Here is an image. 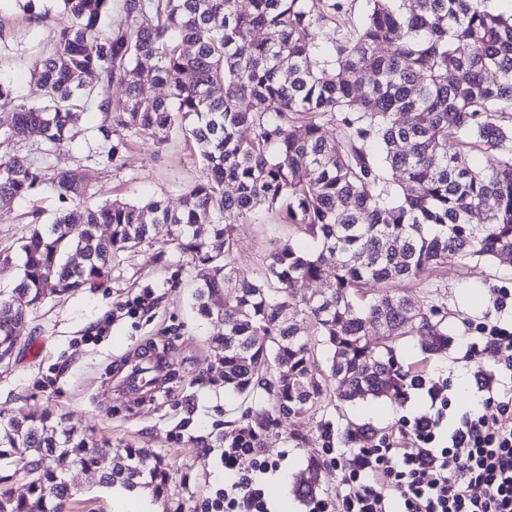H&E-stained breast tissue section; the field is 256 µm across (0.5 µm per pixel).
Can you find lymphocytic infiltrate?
<instances>
[{"mask_svg": "<svg viewBox=\"0 0 512 512\" xmlns=\"http://www.w3.org/2000/svg\"><path fill=\"white\" fill-rule=\"evenodd\" d=\"M485 391L482 409L447 426L451 402L443 387L416 376L415 390L426 391L427 411L398 429L403 447L360 449L350 470L337 476L335 499L314 498L309 512H512V388ZM230 478L221 493L224 512H271L260 476L273 464L254 448H225Z\"/></svg>", "mask_w": 512, "mask_h": 512, "instance_id": "1", "label": "lymphocytic infiltrate"}]
</instances>
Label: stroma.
Wrapping results in <instances>:
<instances>
[{
  "instance_id": "obj_1",
  "label": "stroma",
  "mask_w": 512,
  "mask_h": 512,
  "mask_svg": "<svg viewBox=\"0 0 512 512\" xmlns=\"http://www.w3.org/2000/svg\"><path fill=\"white\" fill-rule=\"evenodd\" d=\"M33 11L46 14V22H30ZM73 24L60 0H0V27L6 32L5 43L0 44V82L10 85L19 99L41 103L44 92L32 75L34 64L52 50V34ZM104 119L94 106L80 110V134L66 149L67 170L90 185L86 205L116 197L131 203L160 198L175 208L182 193L204 178L202 162L191 157L179 131L171 134L163 150L140 142L122 155L117 166L102 165L98 129ZM41 168L43 182L29 200L0 205V300L9 297L20 274L18 245L32 229L26 212L42 209V221L48 224L60 209L50 183L53 165L45 162ZM171 232V225H153L137 252L113 260L104 287L48 297L31 313L13 361L0 364V418L48 409L69 425L109 441L113 451L151 449L165 459L172 473L167 492L154 498L159 512H175L179 507L184 512H211L210 501L224 486V466L220 449L198 452L197 441L231 436L243 415H264L272 405L261 392L246 399L225 394L216 374L209 372L210 339L223 334L224 325L193 310L195 272L172 244ZM235 240V264L261 279L275 245L288 240L301 243L305 237L294 225L283 223L278 212L262 209L249 223L238 226ZM497 288L512 289V258L463 259L452 254L427 278L396 285L415 303L435 305L450 314L446 352L424 353L417 336L401 337L394 344L405 369L424 377L427 384H447L452 401L449 420L470 412L472 401L483 399L477 386L479 373L497 371L493 349L475 356L467 351L484 324L512 325V307L493 306ZM147 291L153 294L149 307L123 310V303ZM107 317L112 320L111 332L96 336L97 324ZM159 355L176 377L152 400L117 393L133 363ZM425 407L424 397L415 390L397 401L370 399L353 405L329 397L306 415L284 421L265 437L261 450L287 479L280 486L267 485L273 512H308L294 482L313 456L323 465L319 497L335 498L336 470L323 445L331 443L341 464H350L357 448L344 441L349 423L369 424L387 436ZM61 468L74 488L72 512H113L112 491L100 484L97 472L66 462Z\"/></svg>"
}]
</instances>
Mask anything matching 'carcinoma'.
Listing matches in <instances>:
<instances>
[{"label":"carcinoma","mask_w":512,"mask_h":512,"mask_svg":"<svg viewBox=\"0 0 512 512\" xmlns=\"http://www.w3.org/2000/svg\"><path fill=\"white\" fill-rule=\"evenodd\" d=\"M75 26L56 36V52L33 76L45 101L31 106L0 82V144L38 131L46 159L59 164L77 135L76 110L96 88L101 97L102 162L129 146H163L179 129L205 166L182 195L181 209L158 199H114L61 213L21 244L19 282L0 316V345L13 347L29 313L49 295L99 288L112 260L149 238L151 226L174 227L173 244L197 271V314L224 322L211 341L224 391L266 393L273 413L252 417L232 437L254 448L327 396L398 400L410 373L390 343L416 335L425 349H448V313L425 309L391 290L422 279L448 254L512 256V14L487 0H367L350 27L351 0H122L125 24L101 21L112 0H60ZM334 26L329 43L316 32ZM167 88L142 92L144 76ZM332 127L335 137L325 135ZM480 152L486 165L466 166ZM39 182L25 157L0 156V204L30 197ZM52 191L62 203L87 184L63 168ZM277 211L315 242L289 241L267 256L268 282L234 265L237 225L256 209ZM484 212L474 224L473 211ZM110 228L106 237L100 225ZM80 255L75 265L65 256ZM336 256L330 267L324 255ZM326 288L300 300L299 281ZM307 320L328 354L319 369L302 339ZM286 372L278 375L276 368ZM377 432L354 424L349 442L368 446ZM99 474V482L160 494L169 473L146 448L112 446L43 409L0 419V512H64L72 493L55 462ZM28 473V494L7 487L10 471ZM320 464L300 473L297 492L319 487Z\"/></svg>","instance_id":"cac0c4a2"}]
</instances>
